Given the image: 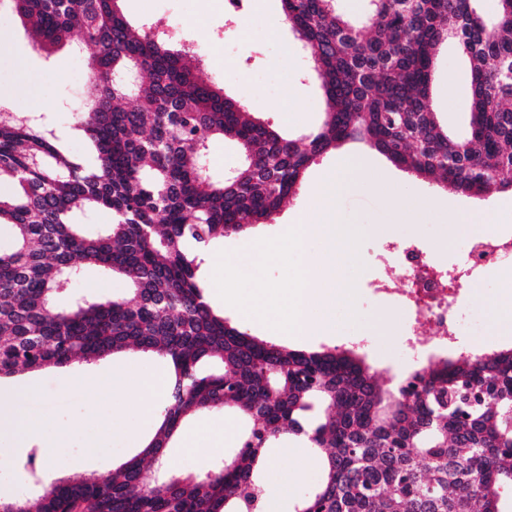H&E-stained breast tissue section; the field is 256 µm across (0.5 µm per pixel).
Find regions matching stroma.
I'll return each instance as SVG.
<instances>
[{
	"label": "stroma",
	"mask_w": 512,
	"mask_h": 512,
	"mask_svg": "<svg viewBox=\"0 0 512 512\" xmlns=\"http://www.w3.org/2000/svg\"><path fill=\"white\" fill-rule=\"evenodd\" d=\"M120 6L127 19L137 25H150L162 17L190 19L191 28L184 33V41L205 42L212 51L213 64L202 69V76L223 87L226 95L241 101L284 134L302 137L322 122L325 103L310 56L285 25L281 0H248L242 17L246 30L242 33L223 24L222 0H121ZM0 30L11 35L9 42L0 47V106L13 108L8 91L20 73H27L40 112L67 132L65 145L69 151L90 156L89 140L72 128L73 111L85 99L90 48L76 39L52 56H45L34 47L19 18L5 8L0 10ZM467 69V62L454 44L440 47L431 101L442 123L457 135L464 134L468 126L471 93ZM349 156L366 159L384 177L379 190L353 184L338 198L345 221L363 229L358 256L364 268L356 276L355 321L342 324L332 336L314 330L302 338H285L252 325L225 307L211 284L210 268H203L202 276L208 283L211 305L223 310L225 317L241 330L295 350L317 351L334 346L356 350L371 373L389 384L412 370L452 357L453 352H408L409 318L396 298L378 293L372 286L376 278L385 274L378 265L379 255L389 244L413 242L436 268L451 269L460 262L466 243L485 233V212H493L495 223L512 229V190L495 191L481 198L451 192L439 188L431 179L412 176L367 144L350 141L311 164L297 194L283 203L268 223L255 225L245 234L215 240L210 255L231 251L236 257H243L257 240L278 237L284 226L304 220L309 195L325 173L338 168L352 174V167L345 162ZM501 288L502 274L497 271L461 289L452 315L462 321L476 315L479 328L477 335H460L459 347L490 353L512 346V335H503L492 314ZM151 359V354L131 349L92 363L75 362L0 379V400L8 399L16 390L33 387V394L22 405L30 416L43 423L44 441L60 445L52 462L42 466L46 480L76 473H105L140 451L155 430L154 422L119 399L90 404L78 383L111 370H130ZM212 427L231 429L224 447L191 452L182 440H174L167 452L169 469L206 471L235 448V434L245 429L246 423L236 413L216 410L188 419L182 431L203 437ZM33 447L32 441L0 434V464L9 468L8 473L0 475V499L18 500L29 494L31 479L23 463ZM269 455L282 470L302 472L293 488L294 498L286 502L283 510L293 512L294 499L318 486L322 477L320 462L291 441L271 448Z\"/></svg>",
	"instance_id": "35a3bbf8"
}]
</instances>
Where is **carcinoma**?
<instances>
[{
  "instance_id": "obj_1",
  "label": "carcinoma",
  "mask_w": 512,
  "mask_h": 512,
  "mask_svg": "<svg viewBox=\"0 0 512 512\" xmlns=\"http://www.w3.org/2000/svg\"><path fill=\"white\" fill-rule=\"evenodd\" d=\"M307 47L326 101L304 139L281 136L203 79L199 56L118 0H0L31 23L43 52L79 34L94 53L89 107L76 128L94 161L73 155L37 112H0V378L104 359L129 349L172 366L147 445L106 474L39 485L0 512H262L266 449L290 436L322 465L319 486L293 512H503L512 488V347L461 354L406 375L407 400L382 388L362 359L258 340L211 306L201 279L213 241L264 224L306 169L360 140L416 176L482 197L512 187V0H370L359 27L336 0H281ZM469 63V133L453 137L430 104L439 46ZM135 104L123 105L128 95ZM212 139L242 162L226 181L204 169ZM105 211L95 233L80 218ZM122 277L126 292L60 298L88 266ZM228 408L249 421L234 452L202 474L170 473L182 421Z\"/></svg>"
}]
</instances>
